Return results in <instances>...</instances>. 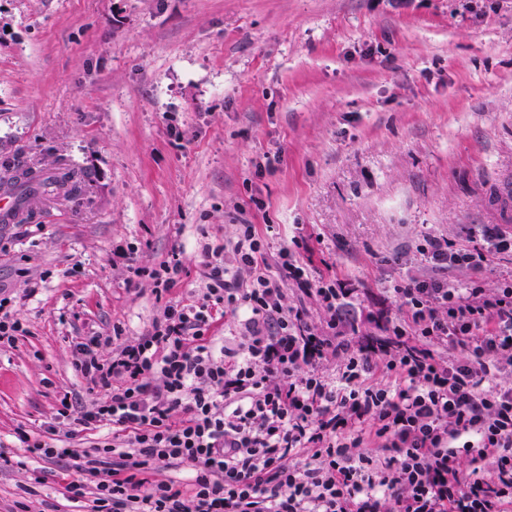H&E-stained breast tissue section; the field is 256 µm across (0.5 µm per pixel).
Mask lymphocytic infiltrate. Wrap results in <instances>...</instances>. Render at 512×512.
Here are the masks:
<instances>
[{
  "instance_id": "1",
  "label": "lymphocytic infiltrate",
  "mask_w": 512,
  "mask_h": 512,
  "mask_svg": "<svg viewBox=\"0 0 512 512\" xmlns=\"http://www.w3.org/2000/svg\"><path fill=\"white\" fill-rule=\"evenodd\" d=\"M466 236L480 245L425 238L432 272L394 286L388 337L352 340L348 282L310 280L287 247L267 263L254 225H240L231 250L203 245L202 293L165 305L148 334L82 337L74 367L100 398L61 400L39 431L18 426L16 445L73 459L66 498L91 499L90 512H512V282L478 278L512 254V231ZM458 267L469 283L449 279ZM288 281L302 304L287 305ZM313 306L325 321H310ZM229 312L244 333L213 348ZM331 359L335 380L321 370ZM107 425L98 457L70 448ZM174 466L192 471L190 491L160 478Z\"/></svg>"
}]
</instances>
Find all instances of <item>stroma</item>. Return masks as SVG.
I'll return each instance as SVG.
<instances>
[{
	"mask_svg": "<svg viewBox=\"0 0 512 512\" xmlns=\"http://www.w3.org/2000/svg\"><path fill=\"white\" fill-rule=\"evenodd\" d=\"M8 162L82 191L0 223L26 329L0 349V512H71V460L18 468L14 430L89 406L74 342L145 335L202 288L203 244L302 241L383 339L392 287L431 271L423 237L512 226V0H0ZM125 246L146 269L181 248L180 282H130Z\"/></svg>",
	"mask_w": 512,
	"mask_h": 512,
	"instance_id": "obj_1",
	"label": "stroma"
}]
</instances>
